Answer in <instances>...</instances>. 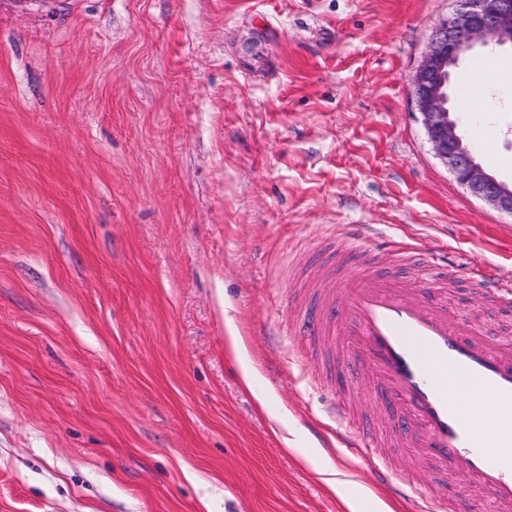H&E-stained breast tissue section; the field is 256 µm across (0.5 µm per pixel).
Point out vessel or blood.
I'll return each mask as SVG.
<instances>
[{
    "label": "vessel or blood",
    "mask_w": 512,
    "mask_h": 512,
    "mask_svg": "<svg viewBox=\"0 0 512 512\" xmlns=\"http://www.w3.org/2000/svg\"><path fill=\"white\" fill-rule=\"evenodd\" d=\"M309 301L297 336H329L376 379L374 401L394 428L440 474L459 475L487 500H446L380 462L381 482L407 490L419 512H512V343L465 332L429 292L409 293L371 257L360 226L342 244L316 250ZM337 436L371 454L378 426L331 410Z\"/></svg>",
    "instance_id": "b4317fda"
}]
</instances>
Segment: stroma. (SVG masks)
<instances>
[{
  "label": "stroma",
  "mask_w": 512,
  "mask_h": 512,
  "mask_svg": "<svg viewBox=\"0 0 512 512\" xmlns=\"http://www.w3.org/2000/svg\"><path fill=\"white\" fill-rule=\"evenodd\" d=\"M455 0H0V512H341L278 433L397 512L324 408L387 427L292 336L287 258L363 226L463 325L512 337V216L437 158L410 81ZM499 127L466 98L487 57ZM464 143L512 185V47L452 78ZM254 390L240 382L228 324ZM263 394L265 407L255 396Z\"/></svg>",
  "instance_id": "35a3bbf8"
}]
</instances>
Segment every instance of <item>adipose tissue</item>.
I'll list each match as a JSON object with an SVG mask.
<instances>
[{"label": "adipose tissue", "instance_id": "obj_1", "mask_svg": "<svg viewBox=\"0 0 512 512\" xmlns=\"http://www.w3.org/2000/svg\"><path fill=\"white\" fill-rule=\"evenodd\" d=\"M302 459L317 473L323 485L342 501L346 512H362L364 506H371L373 512H393L390 504L378 496L366 484L334 464H323L307 449L299 451Z\"/></svg>", "mask_w": 512, "mask_h": 512}]
</instances>
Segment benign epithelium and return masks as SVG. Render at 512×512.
<instances>
[{"instance_id":"benign-epithelium-1","label":"benign epithelium","mask_w":512,"mask_h":512,"mask_svg":"<svg viewBox=\"0 0 512 512\" xmlns=\"http://www.w3.org/2000/svg\"><path fill=\"white\" fill-rule=\"evenodd\" d=\"M455 13L435 28L411 79V96L427 140L472 196L512 216V189L463 147L448 109L451 68L477 46L512 45V0H456Z\"/></svg>"}]
</instances>
